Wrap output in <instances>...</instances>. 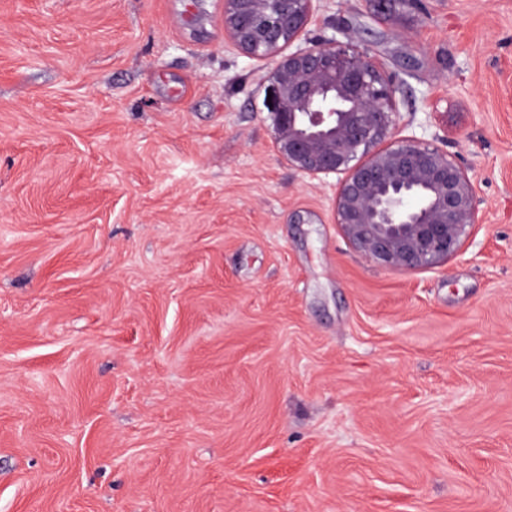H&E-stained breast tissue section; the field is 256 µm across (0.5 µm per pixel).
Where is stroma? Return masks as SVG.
Instances as JSON below:
<instances>
[{"label": "stroma", "mask_w": 512, "mask_h": 512, "mask_svg": "<svg viewBox=\"0 0 512 512\" xmlns=\"http://www.w3.org/2000/svg\"><path fill=\"white\" fill-rule=\"evenodd\" d=\"M483 225L386 269L224 0H0V512H512V0H318Z\"/></svg>", "instance_id": "stroma-1"}]
</instances>
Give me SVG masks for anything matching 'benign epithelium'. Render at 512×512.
Here are the masks:
<instances>
[{
    "label": "benign epithelium",
    "mask_w": 512,
    "mask_h": 512,
    "mask_svg": "<svg viewBox=\"0 0 512 512\" xmlns=\"http://www.w3.org/2000/svg\"><path fill=\"white\" fill-rule=\"evenodd\" d=\"M316 2L224 0V37L252 59L276 61L278 152L306 176L342 175L334 223L379 265L426 271L463 255L483 224L475 178L413 136L385 143L397 106L384 64L333 39L284 53L314 20Z\"/></svg>",
    "instance_id": "1"
}]
</instances>
